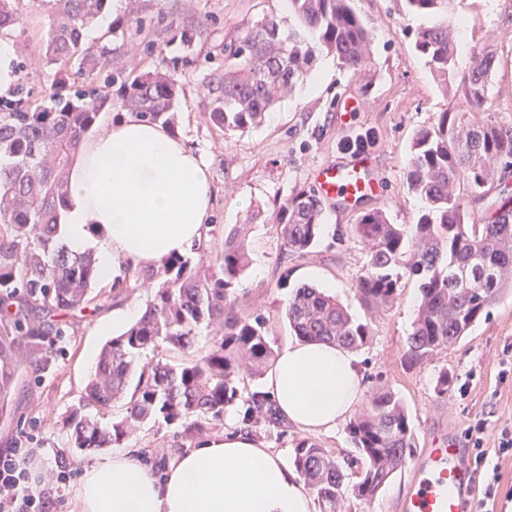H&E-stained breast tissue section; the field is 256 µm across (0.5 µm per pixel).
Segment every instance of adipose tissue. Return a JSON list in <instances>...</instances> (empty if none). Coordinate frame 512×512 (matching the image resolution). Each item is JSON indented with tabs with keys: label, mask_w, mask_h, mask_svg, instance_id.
Instances as JSON below:
<instances>
[{
	"label": "adipose tissue",
	"mask_w": 512,
	"mask_h": 512,
	"mask_svg": "<svg viewBox=\"0 0 512 512\" xmlns=\"http://www.w3.org/2000/svg\"><path fill=\"white\" fill-rule=\"evenodd\" d=\"M60 238L93 251L97 276L161 267L206 243L213 191L208 166L183 137L132 115L84 138L69 170ZM264 392L305 432L336 429L362 402L357 360L337 344L296 339L277 354ZM75 512H314L297 472L246 432L205 441L164 478L123 453L83 471Z\"/></svg>",
	"instance_id": "ef3b65f1"
}]
</instances>
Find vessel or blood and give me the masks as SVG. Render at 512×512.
<instances>
[{
    "label": "vessel or blood",
    "mask_w": 512,
    "mask_h": 512,
    "mask_svg": "<svg viewBox=\"0 0 512 512\" xmlns=\"http://www.w3.org/2000/svg\"><path fill=\"white\" fill-rule=\"evenodd\" d=\"M311 177L318 195L349 205L380 193V183L363 156L323 162ZM411 485L403 512H477L474 473L449 439L432 438L421 449L412 466Z\"/></svg>",
    "instance_id": "b4317fda"
}]
</instances>
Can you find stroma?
<instances>
[{
	"mask_svg": "<svg viewBox=\"0 0 512 512\" xmlns=\"http://www.w3.org/2000/svg\"><path fill=\"white\" fill-rule=\"evenodd\" d=\"M361 19L374 34L373 66L369 73L341 67L327 57V75L308 74L266 113L263 122L245 132L222 134L209 124L197 105L212 69L223 59L225 44L240 30L266 16H285V0H139L141 17L151 28L129 36L114 56L116 67L140 72L155 67L172 69L180 88L181 105L174 130L199 151L210 171L213 227L209 241L220 249L225 231L249 225L252 264L237 285L242 311L268 319L275 348L284 347L293 333L284 308L296 288L309 284L335 296L350 314L369 322L372 337L356 351L363 374V393L378 388L397 393L404 402L417 448L427 447L431 433L447 435L465 457L476 453L468 437L477 421L487 424L485 448H494L500 427L512 426V291L504 293L489 316L480 319L453 347L419 362L406 360L408 338L416 317L418 282L403 278L400 295L387 312L368 310L353 283L366 249L348 235L350 224L363 212L384 209L391 223H414L421 204L408 190L406 175L415 133L434 124L440 113L466 108L455 86L444 85L413 48V33L424 17L408 14L403 0H352ZM24 33L5 35L17 64V79L33 88L38 98H49L55 88V68L47 63L42 43L47 17L38 0H22ZM452 28L454 41L464 42L455 54L454 73L467 74L486 48L496 55L482 117L484 121L512 124V0H457ZM193 36L183 47L181 32ZM367 139L364 149L372 168L383 178L379 197L364 199L343 210L323 207V228L311 252L297 257L283 252L270 215L300 191H314L311 170L328 159L353 155V144ZM512 196V174L494 180L481 192H462L461 202L471 222ZM116 303L84 315L59 313L69 331L62 349L45 353L47 368L32 372L20 366L15 384L16 407L0 414V441L24 434L33 458V478L49 480L57 465H65L71 481L60 486L65 512H72L76 479L84 468L103 462L112 451L72 449L63 420L76 407L110 333ZM447 387H440V374ZM236 409L204 435H186L179 426L145 422L125 451L164 473L179 456L200 446L204 439L239 430ZM262 447L293 462L294 448L303 431L291 425L279 429L253 428ZM344 462L355 455L346 427L308 435ZM411 468L403 466L372 501L346 496L342 512H401L410 490Z\"/></svg>",
	"mask_w": 512,
	"mask_h": 512,
	"instance_id": "obj_1",
	"label": "stroma"
}]
</instances>
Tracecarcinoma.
<instances>
[{
    "label": "carcinoma",
    "mask_w": 512,
    "mask_h": 512,
    "mask_svg": "<svg viewBox=\"0 0 512 512\" xmlns=\"http://www.w3.org/2000/svg\"><path fill=\"white\" fill-rule=\"evenodd\" d=\"M48 20L45 58L60 74L46 103L20 84L0 99V410L12 401L18 347L39 355L66 335L57 313L84 312L100 299L92 254L71 255L60 241L59 217L69 197L68 168L83 136L109 110L168 126L174 124L178 84L157 68L139 74L112 69L107 45L88 43L85 30L110 0H38ZM408 12L435 22L419 29L414 49L443 79L453 80L454 50L448 13L454 0H404ZM291 23L275 16L244 28L224 46V60L208 81L199 108L228 135L258 124L279 95L334 54L347 68L370 65L372 31L351 0H288ZM20 0H0V33L20 28ZM495 54L483 50L458 90L470 105L442 112L413 141L407 172L409 191L421 209L413 224H392L383 209L363 214L348 227L367 249L354 281L371 310L393 307L408 276L418 281L421 300L409 338L408 357L421 360L447 349L467 334L501 294L512 289V210L500 207L482 224H471L460 190L478 192L500 171L512 169V125L471 123L481 111ZM321 201L299 192L271 216L285 253L307 255L320 238ZM190 249L165 265L129 270L109 293L128 297L151 290L141 317L103 347L77 408L65 420L71 447H119L146 421L179 424L200 435L243 402L241 424L280 425L272 402L260 391L242 398L246 382L261 376L274 360L267 321L238 308L234 284L252 263L245 233L224 235L221 253L194 264ZM295 336L337 343L350 350L371 338L369 324L350 316L314 286L296 290L285 307ZM215 329L205 354H193L201 327ZM180 355L138 366L148 351ZM124 401V414L103 418ZM96 413H91V410ZM358 457L355 481L330 452L309 439L296 445L294 464L317 494L320 512H340L346 493L369 501L401 469L415 447L406 409L389 390H377L364 411L347 426Z\"/></svg>",
    "instance_id": "obj_1"
}]
</instances>
